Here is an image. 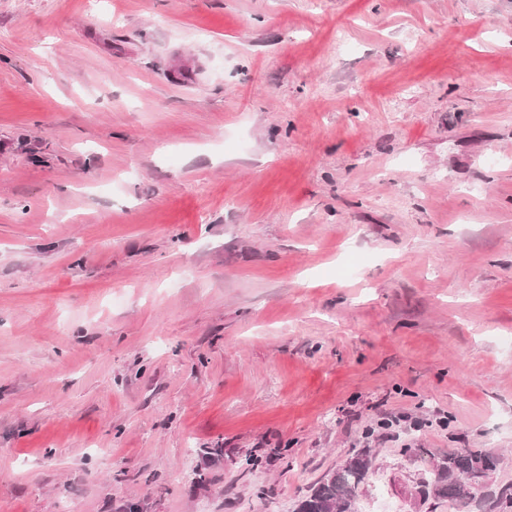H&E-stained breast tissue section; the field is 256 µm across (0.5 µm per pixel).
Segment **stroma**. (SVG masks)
<instances>
[{"label":"stroma","instance_id":"stroma-1","mask_svg":"<svg viewBox=\"0 0 512 512\" xmlns=\"http://www.w3.org/2000/svg\"><path fill=\"white\" fill-rule=\"evenodd\" d=\"M454 448L512 487V0H0V512Z\"/></svg>","mask_w":512,"mask_h":512}]
</instances>
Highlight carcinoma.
Masks as SVG:
<instances>
[{"label":"carcinoma","instance_id":"1","mask_svg":"<svg viewBox=\"0 0 512 512\" xmlns=\"http://www.w3.org/2000/svg\"><path fill=\"white\" fill-rule=\"evenodd\" d=\"M498 458L474 448H458L442 456L433 468L435 494L461 507L459 512H471L470 506L493 501L495 512H512V493L498 492L471 483V478L493 473ZM370 460L364 454L350 458L344 465L325 475L304 497L295 512H357L356 491L367 477Z\"/></svg>","mask_w":512,"mask_h":512}]
</instances>
